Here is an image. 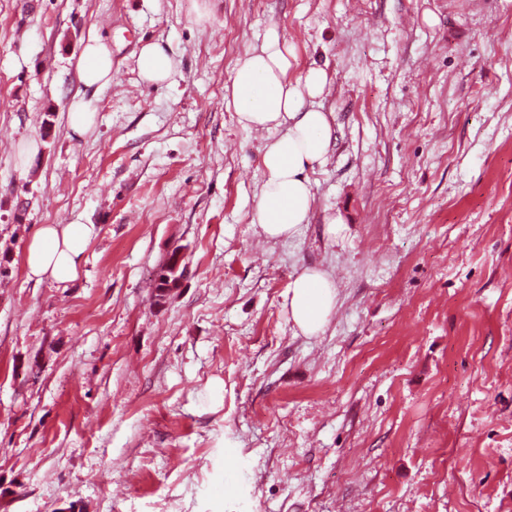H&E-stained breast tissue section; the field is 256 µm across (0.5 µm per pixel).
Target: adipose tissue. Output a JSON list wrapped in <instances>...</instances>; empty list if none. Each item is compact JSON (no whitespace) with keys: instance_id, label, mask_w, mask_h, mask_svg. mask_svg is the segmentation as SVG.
<instances>
[{"instance_id":"ef3b65f1","label":"adipose tissue","mask_w":512,"mask_h":512,"mask_svg":"<svg viewBox=\"0 0 512 512\" xmlns=\"http://www.w3.org/2000/svg\"><path fill=\"white\" fill-rule=\"evenodd\" d=\"M291 56L277 27H269L259 47L238 60L224 96L226 108L236 113L243 128L267 133L256 222L270 239L293 236L308 223L314 206L308 172L333 148L332 115L320 103L328 75L314 66L288 80ZM78 70L84 88L97 90L111 82L112 53L97 36L85 43ZM94 232V225L78 219L40 225L24 252L27 279L63 286L76 280ZM335 304V284L326 272L306 269L289 284L290 315L304 335L320 333Z\"/></svg>"}]
</instances>
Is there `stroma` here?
<instances>
[{"instance_id":"obj_1","label":"stroma","mask_w":512,"mask_h":512,"mask_svg":"<svg viewBox=\"0 0 512 512\" xmlns=\"http://www.w3.org/2000/svg\"><path fill=\"white\" fill-rule=\"evenodd\" d=\"M272 26L336 135L279 240L265 135L224 105ZM79 214L78 279L28 280L35 229ZM1 254L0 512H512V0H0ZM306 268L336 285L315 336ZM77 67L85 89L97 90L112 81V53L95 35L85 43ZM141 78L152 84H164L174 73V63L166 48L160 43L144 45L138 58ZM95 110L79 91L68 107V124L76 134L86 133L94 123ZM181 246H176L173 248V251L171 252L170 256L167 258L165 265L159 275L158 281L155 286V293L154 298L156 302H162L166 299L168 296V292L171 288H173L178 280L183 276L185 271L186 262L185 259L181 263V255H177L174 259V261L177 262V264H180L179 267H175L172 264V256L174 253L181 252L182 251ZM335 288L331 277L316 269H304L290 282V315L304 335L315 336L324 329L336 304Z\"/></svg>"}]
</instances>
